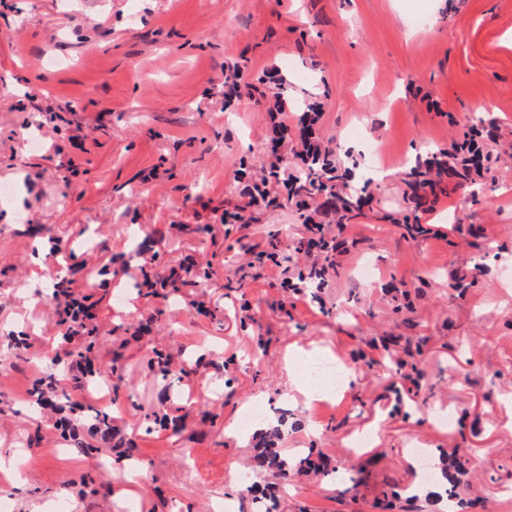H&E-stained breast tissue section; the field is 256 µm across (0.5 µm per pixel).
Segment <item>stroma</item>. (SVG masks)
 <instances>
[{
    "mask_svg": "<svg viewBox=\"0 0 512 512\" xmlns=\"http://www.w3.org/2000/svg\"><path fill=\"white\" fill-rule=\"evenodd\" d=\"M268 90L278 70L293 112L323 105L321 133L342 168L384 171L369 204L345 215L354 239L335 279L299 296L270 287L225 235L239 203L237 169L260 174L269 120L242 95L225 102L230 70ZM490 103L497 139L486 187L450 189L416 207L405 174L448 147ZM58 108L56 135L87 134L74 169L27 149L37 107ZM359 151H349L350 143ZM0 497L12 512H264L253 491L272 486L274 512H448L413 448L433 470L459 450L477 462L462 498L475 512H512V0H0ZM251 242L294 248L303 218L284 190L246 212ZM430 225L408 236L404 221ZM188 234L157 248L155 228ZM213 232H206V225ZM441 237H434V230ZM63 253L119 255L128 274L101 288L98 346L111 412L133 450L77 449L41 433L26 391L51 372L49 308ZM194 254L211 272L208 313L195 289L172 302L137 297L141 264L164 271ZM376 275L361 280L364 262ZM474 276L466 294L453 272ZM153 316L151 334L138 322ZM36 336L34 348L11 337ZM408 347L422 377L402 379L387 349ZM332 353L343 387L307 401L290 349ZM175 367L164 377L158 355ZM265 402L256 429L243 409ZM182 416L179 434L163 414ZM281 428V452L314 451L319 471L254 472L257 429ZM367 448L354 447L360 435Z\"/></svg>",
    "mask_w": 512,
    "mask_h": 512,
    "instance_id": "stroma-1",
    "label": "stroma"
}]
</instances>
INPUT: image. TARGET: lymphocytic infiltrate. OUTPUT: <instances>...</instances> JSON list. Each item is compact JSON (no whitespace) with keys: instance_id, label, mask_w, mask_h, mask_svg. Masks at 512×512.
<instances>
[{"instance_id":"lymphocytic-infiltrate-1","label":"lymphocytic infiltrate","mask_w":512,"mask_h":512,"mask_svg":"<svg viewBox=\"0 0 512 512\" xmlns=\"http://www.w3.org/2000/svg\"><path fill=\"white\" fill-rule=\"evenodd\" d=\"M268 115L275 132L268 156L269 171L242 188L241 196L249 208L270 204L274 184L279 183L286 188L293 184V176L287 173L289 159L301 161L307 156L317 155L329 163L335 155L331 140L325 139L319 132L321 113L288 112L285 100L278 95ZM293 120L300 127L301 146L292 152L288 149L285 133ZM345 230V225L337 223L333 206L308 207L297 234V249L306 254L309 264L306 271L298 273L296 279H281L280 288L298 295L309 286H327L340 267L339 257L345 251L341 237ZM194 267V257L189 254L168 271L154 273L141 270L135 278L139 296L169 300L173 293L186 285ZM107 271V263L102 262L100 254L95 253L71 265L68 275L54 285L51 296L53 324L61 338V348L53 361L63 368L69 383V398L66 402H57V380L53 377L37 379L28 391L39 409L50 411L47 429L77 448L86 447L91 438L108 446L119 435L110 414L97 413L92 421L85 416L88 400L93 397L95 384L102 377L101 363L93 341L94 334L99 331V301L93 288L96 276Z\"/></svg>"}]
</instances>
